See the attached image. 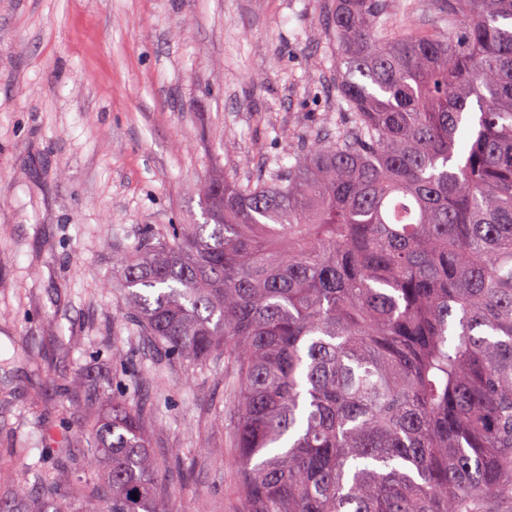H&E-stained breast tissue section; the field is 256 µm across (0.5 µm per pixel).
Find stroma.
<instances>
[{
	"label": "stroma",
	"mask_w": 512,
	"mask_h": 512,
	"mask_svg": "<svg viewBox=\"0 0 512 512\" xmlns=\"http://www.w3.org/2000/svg\"><path fill=\"white\" fill-rule=\"evenodd\" d=\"M336 0H0V499L91 507V413L147 411L174 512H243L229 364L159 354L113 252L330 137Z\"/></svg>",
	"instance_id": "1"
}]
</instances>
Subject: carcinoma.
I'll return each mask as SVG.
<instances>
[{
    "label": "carcinoma",
    "mask_w": 512,
    "mask_h": 512,
    "mask_svg": "<svg viewBox=\"0 0 512 512\" xmlns=\"http://www.w3.org/2000/svg\"><path fill=\"white\" fill-rule=\"evenodd\" d=\"M430 2L395 30L384 0H336V138L112 253L157 349L230 363L246 512L512 499V0ZM144 416L94 418L102 512H171ZM30 510L25 480L0 502Z\"/></svg>",
    "instance_id": "1"
}]
</instances>
